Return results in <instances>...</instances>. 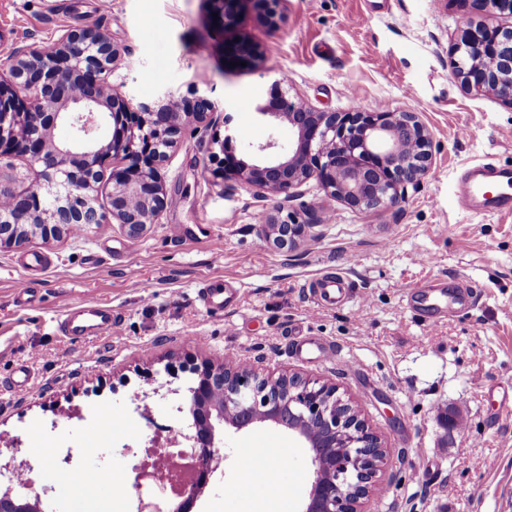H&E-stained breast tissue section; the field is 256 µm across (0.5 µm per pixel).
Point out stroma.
I'll return each instance as SVG.
<instances>
[{"mask_svg": "<svg viewBox=\"0 0 512 512\" xmlns=\"http://www.w3.org/2000/svg\"><path fill=\"white\" fill-rule=\"evenodd\" d=\"M480 21L472 0H288L271 25L239 0L230 29L216 26L211 0H0V46L23 53L64 31L101 28L121 50L112 76L133 101L164 90L183 95L206 77L216 105L207 132L185 135L160 168L167 205L137 239L120 224H98L59 240L35 236L0 247V454L28 460L35 488H49L43 512H88L89 498L138 487L135 459L109 449L148 446L155 425L180 430L182 364L264 359L310 381L333 382L405 456L382 477L364 512H512V215L459 210V171L491 160L512 169V106L464 91L453 75L461 17ZM245 39L262 52L258 68L232 67L224 43ZM286 77L291 94L318 111L415 112L432 138L433 164L393 207L354 211L316 181L302 197H257L224 180L223 118L233 114L237 158L277 138L256 105ZM251 111H239L242 101ZM306 215L310 235L280 250L258 227L278 208ZM181 225L173 239L170 225ZM46 254L50 266L33 262ZM342 276L346 296L317 308L319 275ZM223 278L233 297L222 314L198 299L201 284ZM31 303L14 299L20 282ZM476 301L448 312L445 289ZM102 302L120 317L111 335L70 339L58 330L62 301ZM331 347L332 361L300 350ZM30 377L18 384L21 368ZM147 394L152 420L137 410ZM104 420H88L91 410ZM55 436L54 450L34 440ZM288 453L277 473L285 512H298L310 487V461L288 432L224 434V473L206 488L200 512H256L260 500L245 460ZM82 464L83 486L72 464ZM120 477L118 490L100 471Z\"/></svg>", "mask_w": 512, "mask_h": 512, "instance_id": "35a3bbf8", "label": "stroma"}]
</instances>
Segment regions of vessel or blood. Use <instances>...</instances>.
Returning a JSON list of instances; mask_svg holds the SVG:
<instances>
[{
	"instance_id": "vessel-or-blood-1",
	"label": "vessel or blood",
	"mask_w": 512,
	"mask_h": 512,
	"mask_svg": "<svg viewBox=\"0 0 512 512\" xmlns=\"http://www.w3.org/2000/svg\"><path fill=\"white\" fill-rule=\"evenodd\" d=\"M456 205L468 212L512 214V173L490 162H477L467 167L454 189ZM342 279L328 272L317 277L310 288L316 304L331 308L336 304ZM119 317L111 306L88 303L64 304L59 330L67 337L100 336L112 333Z\"/></svg>"
}]
</instances>
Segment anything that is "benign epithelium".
Returning <instances> with one entry per match:
<instances>
[{
  "label": "benign epithelium",
  "mask_w": 512,
  "mask_h": 512,
  "mask_svg": "<svg viewBox=\"0 0 512 512\" xmlns=\"http://www.w3.org/2000/svg\"><path fill=\"white\" fill-rule=\"evenodd\" d=\"M236 0H213L222 25L235 21ZM274 20L287 0H253ZM484 20L463 22L454 48V73L468 91L489 95L512 106V25L499 16L512 14V0H477ZM230 60L249 63L256 57L250 44L227 49ZM121 52L110 34L94 28L67 30L54 41V51L41 46L25 55L11 52L0 69V162L26 158L34 179L23 191L0 187V247H20L38 233L54 240L80 224L85 228L115 220L130 238L158 222L165 205L159 167L186 131L210 127L216 110L204 91L208 83L193 81L187 95L175 99L169 90L151 101L132 103L112 85V72ZM272 105L259 114L288 124L294 135L284 146L271 138L253 146V162H223L224 178L239 180L260 197L284 200L303 194L301 187L316 181L322 189L356 211L395 205L408 186L428 175L432 141L414 112H318L290 95L288 81ZM112 129L102 142L101 125ZM59 125L73 131L69 142L53 135ZM125 166L112 170L110 208L100 203V167L109 159ZM313 225L293 212L264 219L263 238L288 247L308 235ZM188 424L172 438L156 426L136 467L137 479L156 482L180 498L137 499L133 512H192L214 474L224 464V431L268 426L296 437L307 449L313 480L300 512H361L378 477L388 467L387 448L351 403L337 395L333 383L310 381L296 374L262 377L253 364L227 361L203 363L191 369ZM162 448H180L199 475L181 490L174 479H162L167 465ZM31 465L14 457L0 458V512H40L41 495L21 496L13 477L28 483Z\"/></svg>",
  "instance_id": "7a95c632"
}]
</instances>
